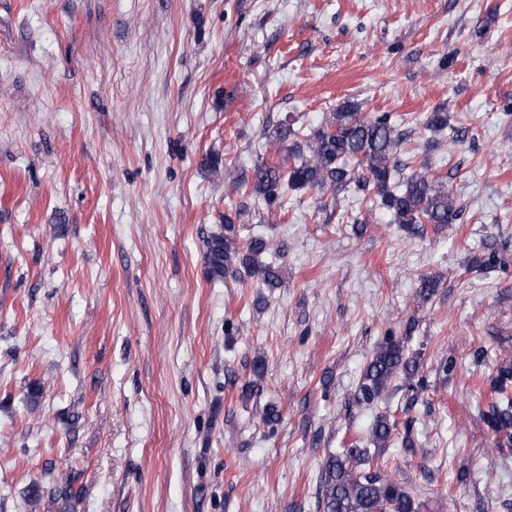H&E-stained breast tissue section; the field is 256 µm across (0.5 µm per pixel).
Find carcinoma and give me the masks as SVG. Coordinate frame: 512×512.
<instances>
[{
  "label": "carcinoma",
  "instance_id": "cac0c4a2",
  "mask_svg": "<svg viewBox=\"0 0 512 512\" xmlns=\"http://www.w3.org/2000/svg\"><path fill=\"white\" fill-rule=\"evenodd\" d=\"M423 127L432 132H453L455 141L468 138L469 129L450 125L448 113H429ZM286 155L292 164L260 166L255 170L251 193L272 203L284 188L294 191L331 188L337 192L353 186L360 193L379 198L392 221L416 235L425 224H453L460 211L454 197L428 172L409 169L400 158V147L408 140L388 113L362 116L360 106L345 101L319 126L296 137L293 125L283 128ZM273 244L264 237L238 243V228L232 217L224 215V227L208 236L204 244L206 274L212 279H236L242 274L257 279L270 290L280 287L279 268L266 261ZM418 370L417 361L404 344L388 340L374 353L362 375L360 399L379 398L400 373L411 378ZM500 403L491 406L487 422L499 436L498 444H512V362L499 366L492 379ZM396 423L385 416L377 418L370 432V443L383 448L391 438ZM74 495L72 485L45 490L32 483L27 497L32 505L43 501L67 502ZM320 512H418L408 491L391 476L388 467L371 455L370 449L346 448L325 460L320 477Z\"/></svg>",
  "mask_w": 512,
  "mask_h": 512
}]
</instances>
